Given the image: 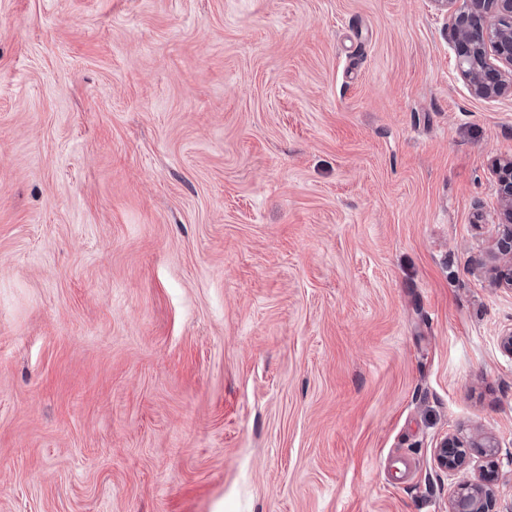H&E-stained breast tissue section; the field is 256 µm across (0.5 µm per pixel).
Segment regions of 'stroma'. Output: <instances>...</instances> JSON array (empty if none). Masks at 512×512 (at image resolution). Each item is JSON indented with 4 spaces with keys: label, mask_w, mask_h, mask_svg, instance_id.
Returning a JSON list of instances; mask_svg holds the SVG:
<instances>
[{
    "label": "stroma",
    "mask_w": 512,
    "mask_h": 512,
    "mask_svg": "<svg viewBox=\"0 0 512 512\" xmlns=\"http://www.w3.org/2000/svg\"><path fill=\"white\" fill-rule=\"evenodd\" d=\"M451 24L0 0V512H512V96ZM504 169V175L498 183V195L507 223V233L499 241V251L502 255L510 256V263L505 266L501 276L512 288V160L504 165ZM466 448H488L492 451L496 448L494 442L485 439L483 442L466 443L459 437L446 436L436 449V458L439 466L443 469H452L462 463L466 457ZM493 493L484 485L458 489L448 503V512H495Z\"/></svg>",
    "instance_id": "1"
}]
</instances>
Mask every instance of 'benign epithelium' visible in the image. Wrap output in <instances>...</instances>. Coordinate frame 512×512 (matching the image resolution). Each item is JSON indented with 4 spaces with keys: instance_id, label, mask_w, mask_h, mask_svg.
I'll use <instances>...</instances> for the list:
<instances>
[{
    "instance_id": "benign-epithelium-1",
    "label": "benign epithelium",
    "mask_w": 512,
    "mask_h": 512,
    "mask_svg": "<svg viewBox=\"0 0 512 512\" xmlns=\"http://www.w3.org/2000/svg\"><path fill=\"white\" fill-rule=\"evenodd\" d=\"M454 14L452 38L458 47V69L473 93L482 98L512 95V0H433ZM509 65L504 71L496 62ZM498 195L507 223V233L499 241V251L512 257V160L504 165ZM493 450L495 444L466 443L458 437H445L436 448L443 469H452L466 457V448ZM493 493L483 485L458 489L448 503V512H495Z\"/></svg>"
}]
</instances>
